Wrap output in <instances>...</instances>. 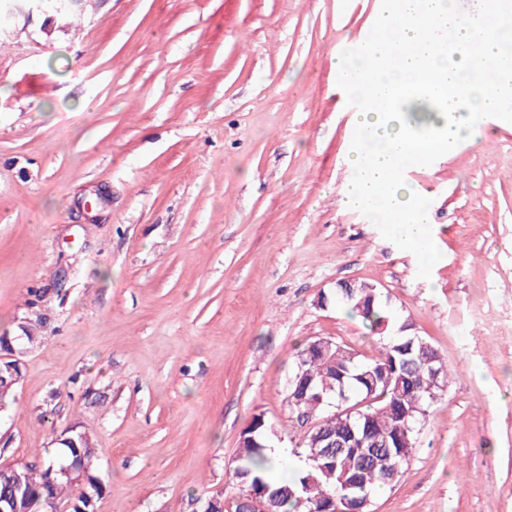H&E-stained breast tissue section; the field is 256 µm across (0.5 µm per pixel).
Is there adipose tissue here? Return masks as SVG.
Here are the masks:
<instances>
[{"instance_id": "adipose-tissue-1", "label": "adipose tissue", "mask_w": 512, "mask_h": 512, "mask_svg": "<svg viewBox=\"0 0 512 512\" xmlns=\"http://www.w3.org/2000/svg\"><path fill=\"white\" fill-rule=\"evenodd\" d=\"M382 17L366 46V64L338 58L345 89L363 100L354 117L363 145L349 164L355 172L342 203L352 209L384 203L395 239L428 238L431 211L426 193L396 175L408 160L422 159L464 139H485V115L512 101V77L498 31L470 26L454 0H381ZM429 93L420 112L415 91ZM420 112V123L408 113Z\"/></svg>"}]
</instances>
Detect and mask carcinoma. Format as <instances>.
<instances>
[{
	"mask_svg": "<svg viewBox=\"0 0 512 512\" xmlns=\"http://www.w3.org/2000/svg\"><path fill=\"white\" fill-rule=\"evenodd\" d=\"M350 313L362 319L377 334L376 354L360 357L353 349L317 341L298 352L292 380L310 385L304 404L313 417L322 420L319 429H309L301 440L305 468L291 477H279L270 465V448L263 418L256 416L241 435L233 475L246 492L264 493L270 512H343L345 503L372 499L375 489L391 486L402 475L417 443V425L435 397L437 381L449 377L433 347L422 337L405 331L390 334L393 324L388 302L376 289L360 282L349 284L343 297ZM322 393L331 403L339 399L359 406L358 419L365 442L349 448H326L320 435L343 431L336 408L317 404ZM67 436L77 447L64 444L41 464H17L0 471V508L4 512H55L66 501L71 512H92L90 500L106 490L94 474L97 458L91 437L71 429ZM88 468L68 477L64 466L80 457Z\"/></svg>",
	"mask_w": 512,
	"mask_h": 512,
	"instance_id": "cac0c4a2",
	"label": "carcinoma"
}]
</instances>
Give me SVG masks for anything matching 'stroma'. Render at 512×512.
<instances>
[{"mask_svg": "<svg viewBox=\"0 0 512 512\" xmlns=\"http://www.w3.org/2000/svg\"><path fill=\"white\" fill-rule=\"evenodd\" d=\"M374 0H82L0 25V333L41 314L0 466L70 427L97 444L96 512H235L242 430L307 432V342L372 356L335 299L365 282L451 371L369 512H512V119L399 178L437 257L341 199L361 106L336 57ZM96 200L93 210L83 204Z\"/></svg>", "mask_w": 512, "mask_h": 512, "instance_id": "stroma-1", "label": "stroma"}]
</instances>
